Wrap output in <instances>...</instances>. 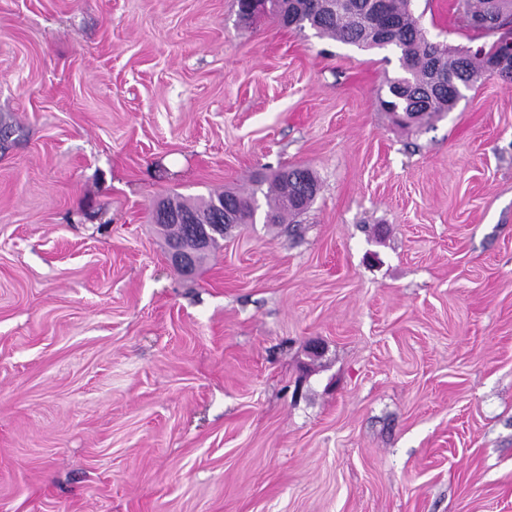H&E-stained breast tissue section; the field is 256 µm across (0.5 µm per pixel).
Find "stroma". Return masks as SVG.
Here are the masks:
<instances>
[{
    "instance_id": "35a3bbf8",
    "label": "stroma",
    "mask_w": 512,
    "mask_h": 512,
    "mask_svg": "<svg viewBox=\"0 0 512 512\" xmlns=\"http://www.w3.org/2000/svg\"><path fill=\"white\" fill-rule=\"evenodd\" d=\"M455 0H412L476 48ZM236 0H0V512H512V82ZM305 167L193 277L153 204ZM322 347L321 356L310 352Z\"/></svg>"
}]
</instances>
